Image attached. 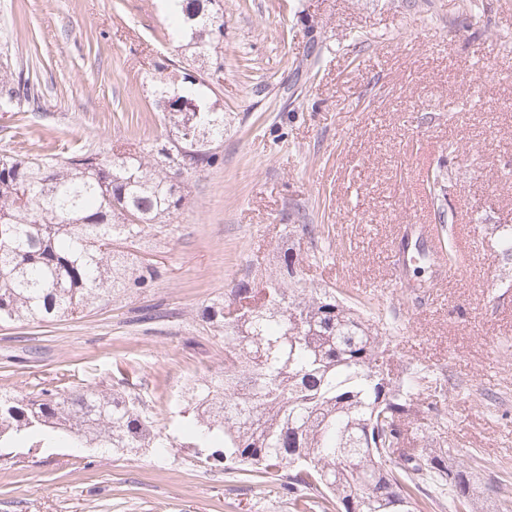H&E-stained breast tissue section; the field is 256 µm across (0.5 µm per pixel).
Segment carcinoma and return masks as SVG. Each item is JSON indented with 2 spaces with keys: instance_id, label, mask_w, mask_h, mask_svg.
I'll list each match as a JSON object with an SVG mask.
<instances>
[{
  "instance_id": "carcinoma-1",
  "label": "carcinoma",
  "mask_w": 512,
  "mask_h": 512,
  "mask_svg": "<svg viewBox=\"0 0 512 512\" xmlns=\"http://www.w3.org/2000/svg\"><path fill=\"white\" fill-rule=\"evenodd\" d=\"M172 38L194 58L224 67L218 0H178ZM468 27L484 24L469 0ZM171 139L134 153L87 149L58 161L0 154V323L62 321L120 296L149 291L160 268L121 249L163 229L184 205L185 177L223 162L224 113L212 83L181 67L158 72ZM29 78L0 77V108L36 101ZM446 232L443 201L454 188L438 162L428 178ZM512 257V225H498ZM275 272L241 283L201 317L224 334V374L192 418L160 436L138 398L90 386L0 393V460L15 448H191L199 466H224L238 482L288 497L296 512H468L469 464L451 458L440 433L445 385L422 365L397 362L389 324L345 292L307 282L292 248Z\"/></svg>"
}]
</instances>
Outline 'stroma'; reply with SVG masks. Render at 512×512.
Instances as JSON below:
<instances>
[{
	"label": "stroma",
	"mask_w": 512,
	"mask_h": 512,
	"mask_svg": "<svg viewBox=\"0 0 512 512\" xmlns=\"http://www.w3.org/2000/svg\"><path fill=\"white\" fill-rule=\"evenodd\" d=\"M221 0L220 167L185 183L186 201L139 257L150 291L81 317L0 325V391L65 379L139 395L154 431L194 379L224 367V339L199 311L281 245L284 224H320L305 277L346 289L398 320V354L448 381V441L473 460L471 512L512 501V277L496 227L512 224V0ZM163 0H0V66L38 87L31 109L0 111V151L66 158L166 143L152 74L189 59ZM447 161L444 207L461 278L405 269L401 242L435 221L427 176ZM0 512H290L192 451L124 454L43 448L0 464Z\"/></svg>",
	"instance_id": "stroma-1"
}]
</instances>
